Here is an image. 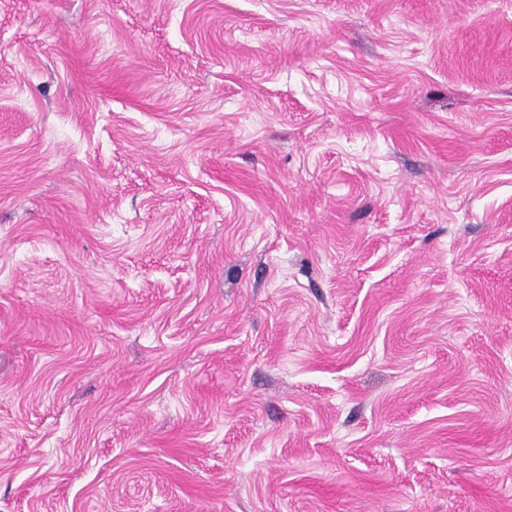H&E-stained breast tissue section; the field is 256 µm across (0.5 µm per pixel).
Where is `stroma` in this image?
Listing matches in <instances>:
<instances>
[{
	"mask_svg": "<svg viewBox=\"0 0 512 512\" xmlns=\"http://www.w3.org/2000/svg\"><path fill=\"white\" fill-rule=\"evenodd\" d=\"M0 512H512V0H0Z\"/></svg>",
	"mask_w": 512,
	"mask_h": 512,
	"instance_id": "35a3bbf8",
	"label": "stroma"
}]
</instances>
